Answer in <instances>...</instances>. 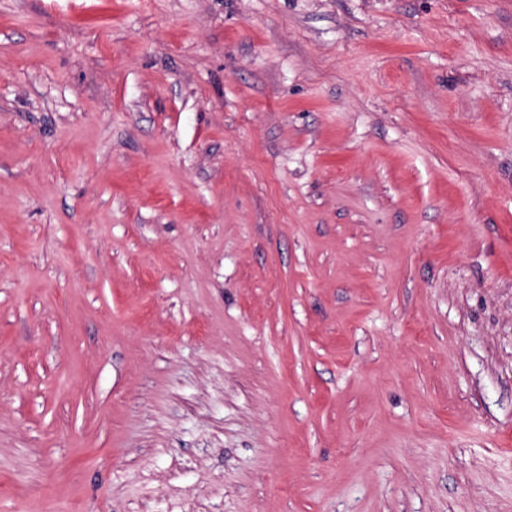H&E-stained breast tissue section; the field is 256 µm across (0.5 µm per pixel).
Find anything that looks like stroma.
<instances>
[{
    "label": "stroma",
    "instance_id": "35a3bbf8",
    "mask_svg": "<svg viewBox=\"0 0 512 512\" xmlns=\"http://www.w3.org/2000/svg\"><path fill=\"white\" fill-rule=\"evenodd\" d=\"M0 512H512V0H0Z\"/></svg>",
    "mask_w": 512,
    "mask_h": 512
}]
</instances>
